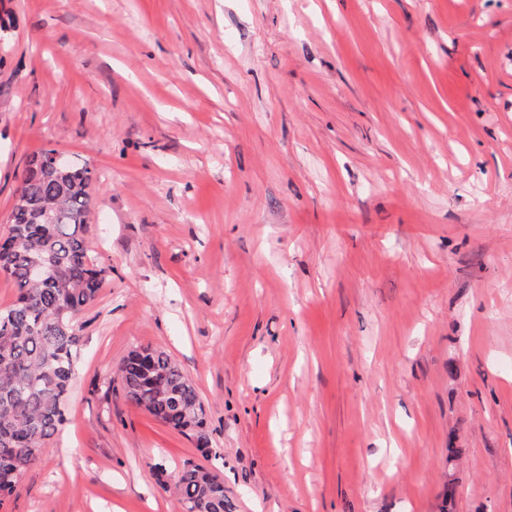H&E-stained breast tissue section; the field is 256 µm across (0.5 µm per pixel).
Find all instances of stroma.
Wrapping results in <instances>:
<instances>
[{
	"label": "stroma",
	"instance_id": "stroma-1",
	"mask_svg": "<svg viewBox=\"0 0 512 512\" xmlns=\"http://www.w3.org/2000/svg\"><path fill=\"white\" fill-rule=\"evenodd\" d=\"M46 148L104 284L0 512H181L186 460L224 512H512V0H0V231ZM126 398L156 421L193 437L207 455L212 451L204 430V404L192 381L167 352L136 347L118 366Z\"/></svg>",
	"mask_w": 512,
	"mask_h": 512
}]
</instances>
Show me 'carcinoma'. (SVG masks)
Returning <instances> with one entry per match:
<instances>
[{"mask_svg":"<svg viewBox=\"0 0 512 512\" xmlns=\"http://www.w3.org/2000/svg\"><path fill=\"white\" fill-rule=\"evenodd\" d=\"M32 157L17 188L0 244V274L17 288L0 309V497L12 495L25 472L48 450L65 422L64 404L80 353L78 317L97 299L103 270L86 237L95 206V172L71 160L55 172ZM44 275L33 279V261ZM126 398L156 421L195 439L211 454L204 404L192 381L167 352L136 347L118 366ZM192 512H224V483L191 461L174 481Z\"/></svg>","mask_w":512,"mask_h":512,"instance_id":"carcinoma-1","label":"carcinoma"}]
</instances>
